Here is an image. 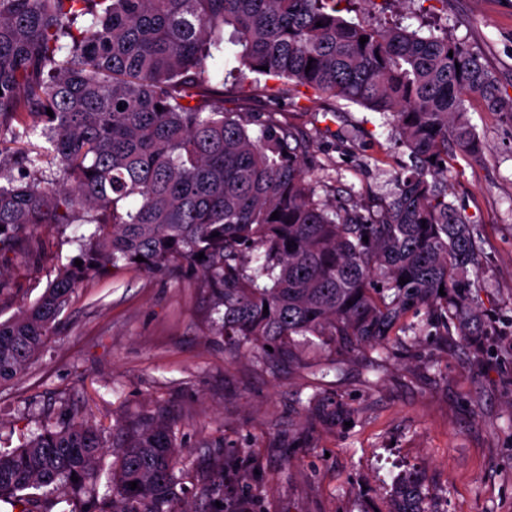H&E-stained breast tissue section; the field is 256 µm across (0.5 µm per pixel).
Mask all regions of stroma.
Wrapping results in <instances>:
<instances>
[{"label":"stroma","instance_id":"stroma-1","mask_svg":"<svg viewBox=\"0 0 512 512\" xmlns=\"http://www.w3.org/2000/svg\"><path fill=\"white\" fill-rule=\"evenodd\" d=\"M347 20L439 30L466 42L512 96V0H367ZM244 112L278 107L319 133L310 178L361 205L388 200L407 159L385 117L345 101L315 120L296 95L255 92ZM465 106L487 151L448 155V193L484 257L475 301L502 336L474 353L460 336L391 337V358L343 352L329 368L320 343L292 358L233 351L212 331V303L189 269L153 275L107 268L79 286L56 334L14 383L0 386V451L63 409L126 428L165 411L186 464L221 447L232 495L250 512H389V491L417 473L430 512H512V122L476 99ZM88 224L39 226L5 266L0 316L34 301L78 255Z\"/></svg>","mask_w":512,"mask_h":512}]
</instances>
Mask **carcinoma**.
Returning a JSON list of instances; mask_svg holds the SVG:
<instances>
[{
  "label": "carcinoma",
  "instance_id": "1",
  "mask_svg": "<svg viewBox=\"0 0 512 512\" xmlns=\"http://www.w3.org/2000/svg\"><path fill=\"white\" fill-rule=\"evenodd\" d=\"M349 2L0 0V291L4 256L32 227L95 225L83 264L70 261L0 321V384L51 342L75 289L121 263L196 271L224 345L272 357L313 336L371 346L384 362L399 331L506 335L474 302L469 274L482 256L476 228L448 201L447 173L448 145L472 159L485 151L465 100L512 121V98L466 43L350 23ZM227 27L238 66L210 72ZM290 81L325 103L324 117L338 101L391 114L411 161L391 199L365 210L329 201L308 180L309 131L277 112L224 108L226 92L286 96ZM420 310L424 323H406ZM179 453L162 411L115 444L73 416L0 452V503L47 512L38 490L48 488L69 512H192L180 507ZM188 471L209 512H224V459ZM424 499L408 474L392 486L391 512H426Z\"/></svg>",
  "mask_w": 512,
  "mask_h": 512
}]
</instances>
